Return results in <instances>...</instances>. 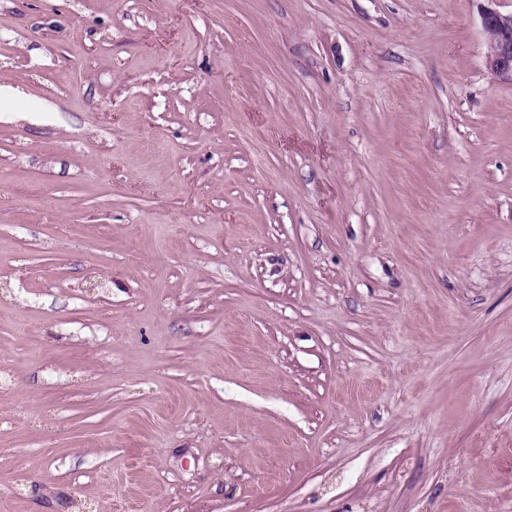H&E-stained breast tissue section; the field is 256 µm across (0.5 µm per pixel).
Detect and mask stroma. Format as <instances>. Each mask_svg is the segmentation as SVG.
<instances>
[{"instance_id": "35a3bbf8", "label": "stroma", "mask_w": 512, "mask_h": 512, "mask_svg": "<svg viewBox=\"0 0 512 512\" xmlns=\"http://www.w3.org/2000/svg\"><path fill=\"white\" fill-rule=\"evenodd\" d=\"M478 0H0V512H512V84Z\"/></svg>"}]
</instances>
